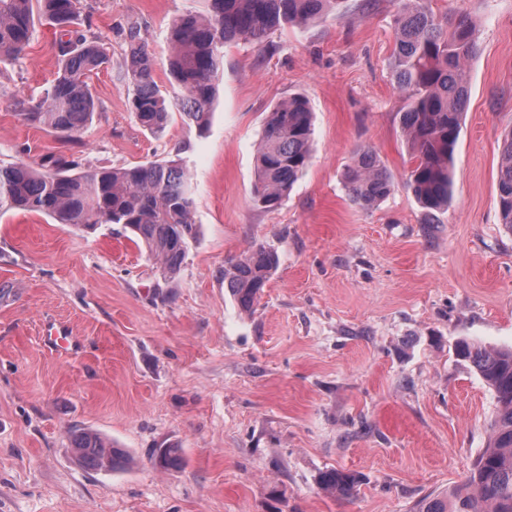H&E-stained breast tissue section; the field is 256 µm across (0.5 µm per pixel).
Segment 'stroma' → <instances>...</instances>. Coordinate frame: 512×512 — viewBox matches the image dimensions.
Here are the masks:
<instances>
[{"mask_svg": "<svg viewBox=\"0 0 512 512\" xmlns=\"http://www.w3.org/2000/svg\"><path fill=\"white\" fill-rule=\"evenodd\" d=\"M82 29L112 64L93 74L96 114L74 142L27 123L20 101L58 72L59 33L39 22L0 64V164L52 154L82 169L175 157L195 187L196 239L165 280L121 225L77 231L49 216L0 215V512H417L452 491L488 445L495 401L458 341L512 346V234L496 176L512 130V0H432L465 14L478 53L454 154V195L436 224L404 187L410 169L392 77L398 0H348L349 14L239 42L206 134L173 117L151 135L128 104L127 33L168 68L173 20L202 0H82ZM300 93L314 113L311 163L282 205L252 201L271 109ZM372 148L394 192L362 210L343 173ZM279 257L253 313L224 286L252 244ZM66 328L68 347L49 345ZM116 442L129 463L81 465L75 431ZM184 463L154 468L158 448ZM355 475L332 497L321 472Z\"/></svg>", "mask_w": 512, "mask_h": 512, "instance_id": "stroma-1", "label": "stroma"}]
</instances>
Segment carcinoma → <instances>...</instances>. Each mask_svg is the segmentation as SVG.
<instances>
[{
	"instance_id": "obj_1",
	"label": "carcinoma",
	"mask_w": 512,
	"mask_h": 512,
	"mask_svg": "<svg viewBox=\"0 0 512 512\" xmlns=\"http://www.w3.org/2000/svg\"><path fill=\"white\" fill-rule=\"evenodd\" d=\"M202 12L190 11L173 22L168 34L169 88L181 97L173 103L156 76L155 58L132 28L127 35L125 69L132 85L131 109L140 126L162 132L179 107L188 125L204 134L217 100V77L224 47L240 39L272 46L270 35L284 26L305 27L338 13L345 0H205ZM394 16L392 71L407 100L399 122L411 167L405 186L424 209L423 223L436 224L448 209L454 189L453 159L470 87L466 63L478 52L476 32L465 15L437 16L430 0H413ZM81 0H0V63L20 58L35 31V14L60 33V73L39 98L23 104L24 119L69 141L91 124L96 102L87 79L110 65L105 48L79 28ZM313 112L308 99L295 94L278 103L263 125L256 156L253 201L261 209L278 208L312 156ZM64 154L51 155L41 167L0 166V211L45 214L58 224L89 228L121 224L130 240L160 264L164 278L180 271L189 243L196 239L194 188L178 160H154L121 168L77 170ZM349 201L369 210L395 189L391 174L370 148L355 153L343 175ZM498 219L512 233V130L502 140L497 171ZM278 264L271 247L255 243L224 268V286L240 310L251 312ZM457 356L470 363L494 395L490 444L467 480L451 493L430 496L418 512H512V348L486 347L462 340ZM76 458L95 470H116L128 461L126 450L98 434H74ZM153 467L178 468L180 448H162ZM321 488L340 498L354 495L357 479L337 469L323 472Z\"/></svg>"
}]
</instances>
